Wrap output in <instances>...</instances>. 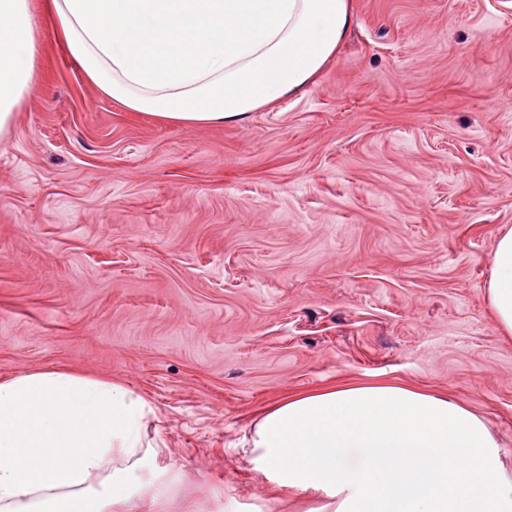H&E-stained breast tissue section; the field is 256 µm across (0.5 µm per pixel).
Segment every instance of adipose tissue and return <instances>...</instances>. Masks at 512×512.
I'll return each instance as SVG.
<instances>
[{
  "label": "adipose tissue",
  "instance_id": "1",
  "mask_svg": "<svg viewBox=\"0 0 512 512\" xmlns=\"http://www.w3.org/2000/svg\"><path fill=\"white\" fill-rule=\"evenodd\" d=\"M353 20L351 0H0V139L34 87L50 31L123 109L202 126L239 121L314 81ZM486 294L512 335V228ZM152 403L62 370L0 380V512H142L173 481ZM254 472L322 490L332 512H512V477L464 405L392 385L329 387L256 420ZM357 451L359 464L344 462Z\"/></svg>",
  "mask_w": 512,
  "mask_h": 512
}]
</instances>
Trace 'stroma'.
Returning <instances> with one entry per match:
<instances>
[{"label": "stroma", "mask_w": 512, "mask_h": 512, "mask_svg": "<svg viewBox=\"0 0 512 512\" xmlns=\"http://www.w3.org/2000/svg\"><path fill=\"white\" fill-rule=\"evenodd\" d=\"M322 74L183 127L125 111L44 34L0 140V379L63 369L151 401L169 512H317L251 468L275 402L389 384L465 404L512 474V0H353ZM486 294L500 332L512 335V228L495 239Z\"/></svg>", "instance_id": "obj_1"}]
</instances>
